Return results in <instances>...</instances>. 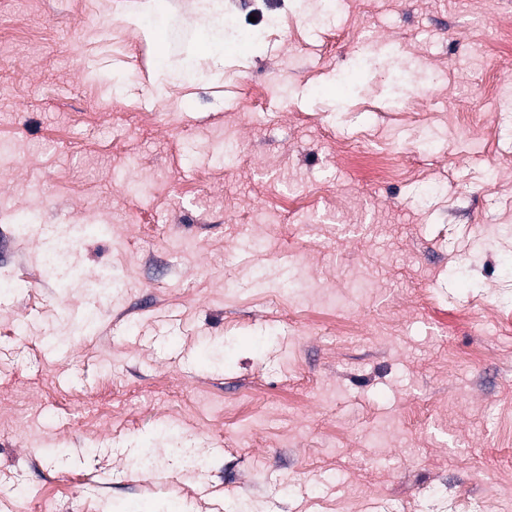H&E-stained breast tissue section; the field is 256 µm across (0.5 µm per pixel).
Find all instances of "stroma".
I'll return each instance as SVG.
<instances>
[{"label": "stroma", "mask_w": 512, "mask_h": 512, "mask_svg": "<svg viewBox=\"0 0 512 512\" xmlns=\"http://www.w3.org/2000/svg\"><path fill=\"white\" fill-rule=\"evenodd\" d=\"M511 20L0 0V512H512ZM224 21L264 37L195 54ZM74 248V241L70 238L57 237L55 239V243L48 250L55 259V268L65 273L72 269Z\"/></svg>", "instance_id": "35a3bbf8"}]
</instances>
